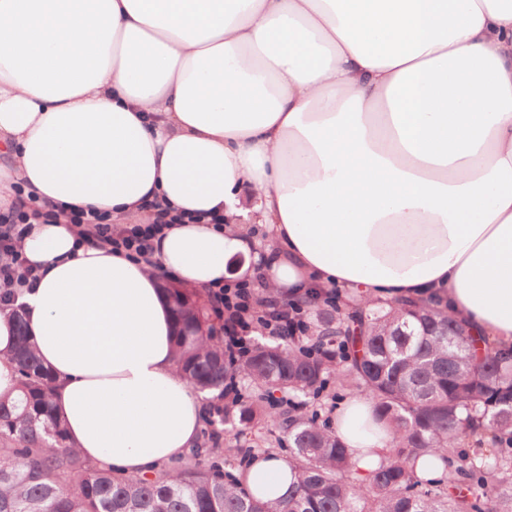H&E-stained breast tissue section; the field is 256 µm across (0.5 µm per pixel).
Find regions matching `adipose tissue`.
Segmentation results:
<instances>
[{"mask_svg": "<svg viewBox=\"0 0 512 512\" xmlns=\"http://www.w3.org/2000/svg\"><path fill=\"white\" fill-rule=\"evenodd\" d=\"M0 152V183L61 214L22 243L44 274L0 311V397L19 392V312L98 467L148 477L197 443L165 273L205 289L236 258L292 298L436 295L512 347V0H0ZM150 200L226 227L170 225L153 273L74 247L62 218ZM371 411L336 409L360 479L391 446ZM242 481L277 500L291 469L256 458Z\"/></svg>", "mask_w": 512, "mask_h": 512, "instance_id": "obj_1", "label": "adipose tissue"}]
</instances>
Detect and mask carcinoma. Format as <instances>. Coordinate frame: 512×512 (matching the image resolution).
<instances>
[{
    "instance_id": "cac0c4a2",
    "label": "carcinoma",
    "mask_w": 512,
    "mask_h": 512,
    "mask_svg": "<svg viewBox=\"0 0 512 512\" xmlns=\"http://www.w3.org/2000/svg\"><path fill=\"white\" fill-rule=\"evenodd\" d=\"M176 329L177 370L200 391L224 394L241 377L258 402L279 390L288 407L266 412L287 436L297 487L285 501L249 492L201 443L194 462L166 465L150 477L95 467L69 445L53 411L51 375L29 341L23 320L13 356L21 396L0 399V512H512V350L485 348L448 316L437 299L402 300L387 308L299 307L314 315L311 335L256 342L236 362L205 330L201 299L166 288ZM360 389L392 435L387 464L366 482L336 433L306 412L308 398ZM254 410L224 403L209 426H247ZM490 438L489 458L474 462L455 442ZM443 469L445 478L425 477Z\"/></svg>"
}]
</instances>
